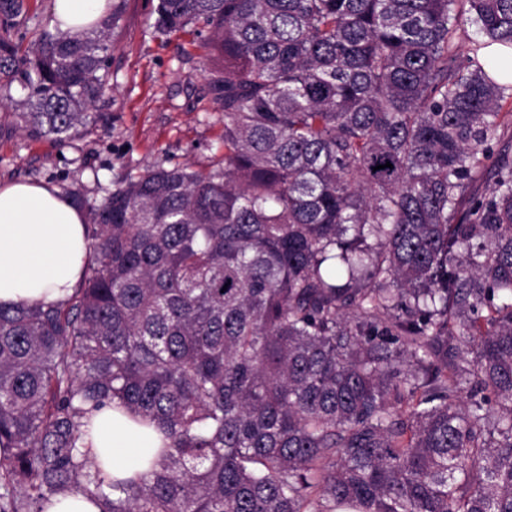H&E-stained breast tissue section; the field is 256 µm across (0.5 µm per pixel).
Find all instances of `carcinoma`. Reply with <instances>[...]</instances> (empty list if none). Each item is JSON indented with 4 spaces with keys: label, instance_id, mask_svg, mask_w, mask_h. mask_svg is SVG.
I'll return each mask as SVG.
<instances>
[{
    "label": "carcinoma",
    "instance_id": "carcinoma-1",
    "mask_svg": "<svg viewBox=\"0 0 512 512\" xmlns=\"http://www.w3.org/2000/svg\"><path fill=\"white\" fill-rule=\"evenodd\" d=\"M22 8L0 0V28ZM154 14L160 35L206 28L221 60L224 165L73 194L79 287L0 308V512L68 493L100 512H512V86L480 62L512 48V0ZM114 24L22 55L0 37L20 129L66 143L91 121ZM114 399L169 440L124 480L85 444Z\"/></svg>",
    "mask_w": 512,
    "mask_h": 512
}]
</instances>
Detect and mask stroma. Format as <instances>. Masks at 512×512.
<instances>
[{
  "label": "stroma",
  "instance_id": "obj_1",
  "mask_svg": "<svg viewBox=\"0 0 512 512\" xmlns=\"http://www.w3.org/2000/svg\"><path fill=\"white\" fill-rule=\"evenodd\" d=\"M53 0H24L13 39L21 46L51 31ZM156 0H112L116 25L106 71L109 88L93 122L67 143L33 138L16 126L26 92H0V185L19 181L79 191L100 203L116 178L146 168L224 161V114L206 91L211 61L190 33H155Z\"/></svg>",
  "mask_w": 512,
  "mask_h": 512
}]
</instances>
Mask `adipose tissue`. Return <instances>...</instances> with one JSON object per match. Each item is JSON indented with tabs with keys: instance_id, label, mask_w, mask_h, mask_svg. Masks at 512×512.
<instances>
[{
	"instance_id": "obj_1",
	"label": "adipose tissue",
	"mask_w": 512,
	"mask_h": 512,
	"mask_svg": "<svg viewBox=\"0 0 512 512\" xmlns=\"http://www.w3.org/2000/svg\"><path fill=\"white\" fill-rule=\"evenodd\" d=\"M108 0H54L52 24L63 31L98 23ZM85 215L60 190L15 182L0 186V306L54 302L77 288L88 255ZM165 438L138 423L120 402L96 412L86 442L110 478L143 466Z\"/></svg>"
}]
</instances>
